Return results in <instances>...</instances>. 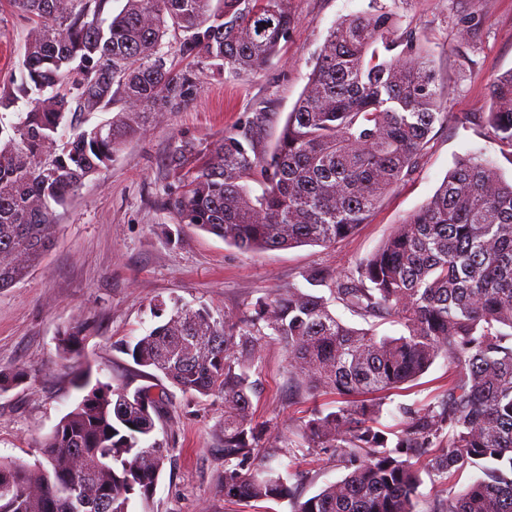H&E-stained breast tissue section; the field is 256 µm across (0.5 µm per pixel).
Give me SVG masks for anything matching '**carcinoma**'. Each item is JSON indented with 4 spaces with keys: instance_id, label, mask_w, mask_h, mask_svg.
<instances>
[{
    "instance_id": "cac0c4a2",
    "label": "carcinoma",
    "mask_w": 512,
    "mask_h": 512,
    "mask_svg": "<svg viewBox=\"0 0 512 512\" xmlns=\"http://www.w3.org/2000/svg\"><path fill=\"white\" fill-rule=\"evenodd\" d=\"M37 35L20 62V82L0 90V108L19 95L33 107L0 144V289L41 264L53 245L55 207L108 167L139 124L181 102L194 74L162 51L216 70L254 74L294 25L285 0H126L108 27L110 0H9ZM426 50L397 33L380 7L335 23L306 86L268 148L244 131L207 152L182 146L168 172L186 181L174 201L180 223L243 252L336 243L364 223L410 176L440 111ZM125 110L93 127L84 117ZM512 157V70L491 83L479 116ZM70 137L49 151L59 129ZM329 296L293 286L235 322L204 307L154 306L157 325L125 346L156 383L129 391L101 383L43 439V460H0V512H129L148 499L167 460L150 442L154 417L170 405L164 382L184 392L224 396V496L288 499L294 512H416L421 472L442 481L478 460L484 477L436 500L433 512H512V181L476 151L458 157L434 195L395 225L359 264L358 277L304 274ZM336 302L370 322L392 317L397 337L345 324ZM84 328L58 338L63 358L80 354ZM262 338L288 350L289 374L308 391L345 397L316 411L284 447L336 452L347 474L303 500L265 462L279 455L254 422L252 352ZM439 357L448 387L423 408H399V423L377 426L381 404L349 400L417 379Z\"/></svg>"
}]
</instances>
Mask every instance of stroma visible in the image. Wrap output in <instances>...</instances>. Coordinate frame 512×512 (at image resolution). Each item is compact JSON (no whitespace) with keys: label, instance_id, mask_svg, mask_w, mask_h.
I'll return each mask as SVG.
<instances>
[{"label":"stroma","instance_id":"35a3bbf8","mask_svg":"<svg viewBox=\"0 0 512 512\" xmlns=\"http://www.w3.org/2000/svg\"><path fill=\"white\" fill-rule=\"evenodd\" d=\"M374 2L394 15L399 30L412 31L426 46L448 114L416 171L351 236L328 248L245 253L180 223L173 202L184 184L168 173L169 154L187 143L202 151L224 134L248 129L262 145L273 143L330 28ZM285 7L295 24L263 70L245 76L196 65L197 86L185 102L150 117L106 169L58 208L59 227L41 264L0 290V369L20 376L18 385L0 395V458L31 465L40 460L39 442L82 396L75 381L79 370L115 388L144 384L122 347L155 327L154 303L175 298L205 306L220 320L239 319L259 298L304 286L308 270L355 275L359 261L393 226L434 194L458 155L482 152L504 176L512 175V158L476 119L489 108L491 80L512 69V0H285ZM30 29L21 13L0 5V87L18 78ZM76 324L86 327L87 336L75 368L61 358L57 337ZM254 369L253 418L266 426L271 444L312 410L337 405L333 392L292 390L281 343L260 340ZM447 386L448 362L440 358L415 381L383 395L380 424H395L398 406L437 401ZM153 437L169 456L150 502L133 499L130 512H293L288 500L225 498L223 396L172 389ZM272 466L305 498L345 474L329 452L300 450ZM482 475L476 465L442 483L423 477L418 512H431L447 491H462Z\"/></svg>","mask_w":512,"mask_h":512}]
</instances>
